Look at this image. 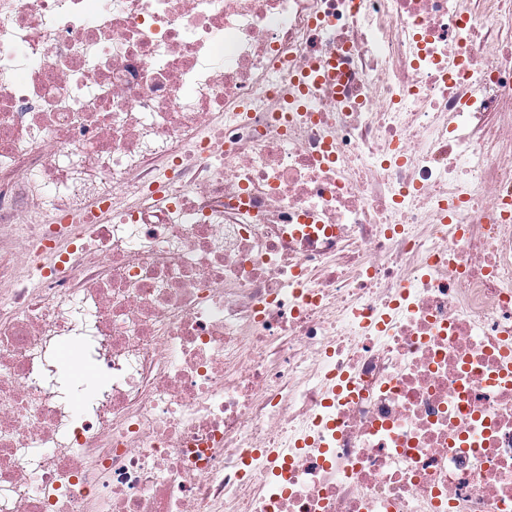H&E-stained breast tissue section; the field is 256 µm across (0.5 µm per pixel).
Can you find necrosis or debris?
<instances>
[{"instance_id":"1","label":"necrosis or debris","mask_w":512,"mask_h":512,"mask_svg":"<svg viewBox=\"0 0 512 512\" xmlns=\"http://www.w3.org/2000/svg\"><path fill=\"white\" fill-rule=\"evenodd\" d=\"M0 512H512V0H0Z\"/></svg>"}]
</instances>
